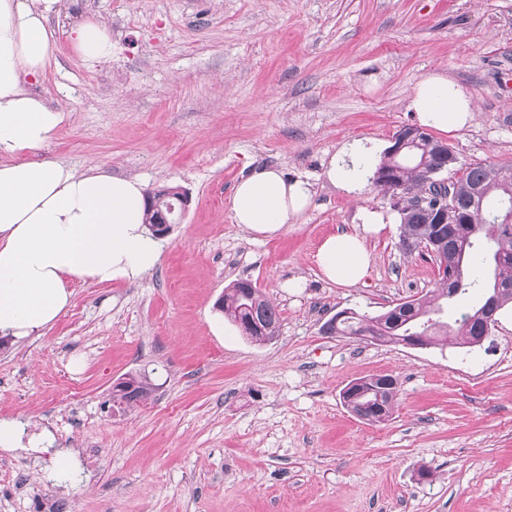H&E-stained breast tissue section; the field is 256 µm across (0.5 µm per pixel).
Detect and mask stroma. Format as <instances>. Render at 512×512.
Instances as JSON below:
<instances>
[{"label":"stroma","instance_id":"35a3bbf8","mask_svg":"<svg viewBox=\"0 0 512 512\" xmlns=\"http://www.w3.org/2000/svg\"><path fill=\"white\" fill-rule=\"evenodd\" d=\"M112 33L87 63L71 26ZM56 44L35 90L67 112L47 148L178 187L191 204L133 283L70 282V306L43 335L0 341V418L52 447L0 449V512H512V325L480 345L413 348L329 336L345 308L375 316L433 290L427 254L399 244L400 221L373 185L322 179L339 146L391 145L416 124L406 104L439 70L470 95L471 125L436 133L461 164H512V0H62ZM261 167L313 185L299 223L266 238L235 224L236 183ZM367 233L370 268L341 287L316 253ZM256 282L278 338L246 340L211 318L225 287ZM143 373L150 397L112 406ZM390 375L388 420L350 412L352 380ZM74 450L71 478L47 473ZM430 476L419 479V469ZM75 54L85 62H100L112 57V34L104 23L85 19L68 33Z\"/></svg>","mask_w":512,"mask_h":512}]
</instances>
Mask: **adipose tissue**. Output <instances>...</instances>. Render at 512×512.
<instances>
[{"label":"adipose tissue","instance_id":"adipose-tissue-1","mask_svg":"<svg viewBox=\"0 0 512 512\" xmlns=\"http://www.w3.org/2000/svg\"><path fill=\"white\" fill-rule=\"evenodd\" d=\"M60 0H0V337L42 335L71 303L67 280L134 282L154 269L161 244L145 225V184L96 165L80 171L40 152L66 113L34 92L52 55L50 25ZM83 61L112 55L104 23L87 19L68 33ZM419 123L442 133L469 126L474 106L465 89L438 71L413 89L407 104ZM371 172L353 143L344 144L323 175L339 190L359 193ZM309 181L274 168L253 170L233 192L235 223L274 236L297 223L312 199ZM325 278L342 286L362 281L370 254L358 232L327 237L316 254Z\"/></svg>","mask_w":512,"mask_h":512}]
</instances>
